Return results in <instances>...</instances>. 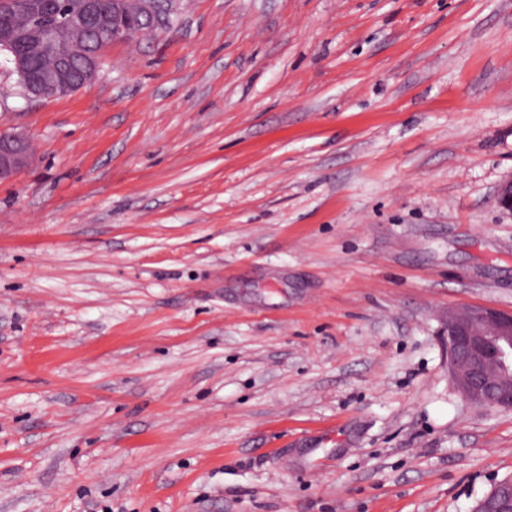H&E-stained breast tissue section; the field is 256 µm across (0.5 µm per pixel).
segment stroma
I'll return each instance as SVG.
<instances>
[{"instance_id": "stroma-1", "label": "stroma", "mask_w": 512, "mask_h": 512, "mask_svg": "<svg viewBox=\"0 0 512 512\" xmlns=\"http://www.w3.org/2000/svg\"><path fill=\"white\" fill-rule=\"evenodd\" d=\"M0 512H471L512 411V0H174L0 132ZM28 157V143L21 135L0 134V180L26 165ZM448 364L453 384L467 402L512 409V311L449 309Z\"/></svg>"}]
</instances>
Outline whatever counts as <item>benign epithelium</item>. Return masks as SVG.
Returning <instances> with one entry per match:
<instances>
[{
    "label": "benign epithelium",
    "instance_id": "benign-epithelium-1",
    "mask_svg": "<svg viewBox=\"0 0 512 512\" xmlns=\"http://www.w3.org/2000/svg\"><path fill=\"white\" fill-rule=\"evenodd\" d=\"M160 0H112L111 41H128L145 32L155 20ZM103 25L96 0H86L76 28L78 39L64 46L37 26L33 42L54 43L53 66L23 89L25 97L42 98L79 88L73 62L84 54V33ZM27 141L19 134H0V180L26 165ZM498 205L512 213V179L497 190ZM448 364L453 384L470 404L481 408L512 409V311L486 307L448 310ZM472 512H512V480L496 484Z\"/></svg>",
    "mask_w": 512,
    "mask_h": 512
}]
</instances>
